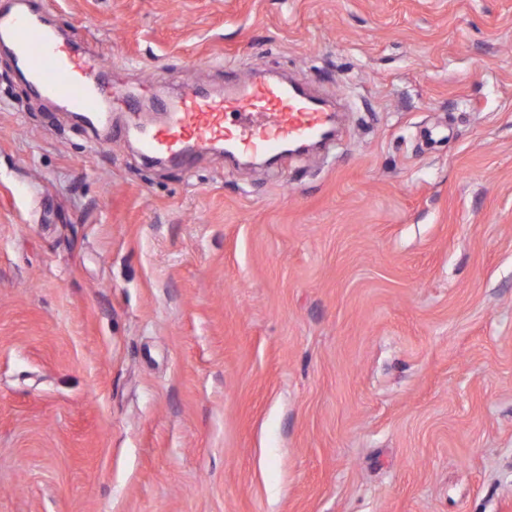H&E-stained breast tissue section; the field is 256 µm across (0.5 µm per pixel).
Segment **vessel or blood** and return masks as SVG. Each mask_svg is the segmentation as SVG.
Instances as JSON below:
<instances>
[{
    "instance_id": "obj_1",
    "label": "vessel or blood",
    "mask_w": 512,
    "mask_h": 512,
    "mask_svg": "<svg viewBox=\"0 0 512 512\" xmlns=\"http://www.w3.org/2000/svg\"><path fill=\"white\" fill-rule=\"evenodd\" d=\"M0 34L8 36L33 83L63 108L98 122L107 106L135 112L133 96L105 84L106 64L60 43L37 17L0 14ZM164 125L138 132L143 151L187 161L219 145L242 156H265L285 144H309L336 123V114L286 83L253 75L222 96L186 84L176 98L160 103Z\"/></svg>"
}]
</instances>
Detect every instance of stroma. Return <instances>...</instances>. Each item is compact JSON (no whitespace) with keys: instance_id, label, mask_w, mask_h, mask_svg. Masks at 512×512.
<instances>
[{"instance_id":"35a3bbf8","label":"stroma","mask_w":512,"mask_h":512,"mask_svg":"<svg viewBox=\"0 0 512 512\" xmlns=\"http://www.w3.org/2000/svg\"><path fill=\"white\" fill-rule=\"evenodd\" d=\"M138 112L0 52V512H512V0H0ZM274 70L334 145L146 159ZM0 34L12 40L33 83L66 110L82 113L94 125L107 105L139 111L136 98L105 85L103 75L109 67L100 58L82 56L60 43L40 18L0 14Z\"/></svg>"}]
</instances>
